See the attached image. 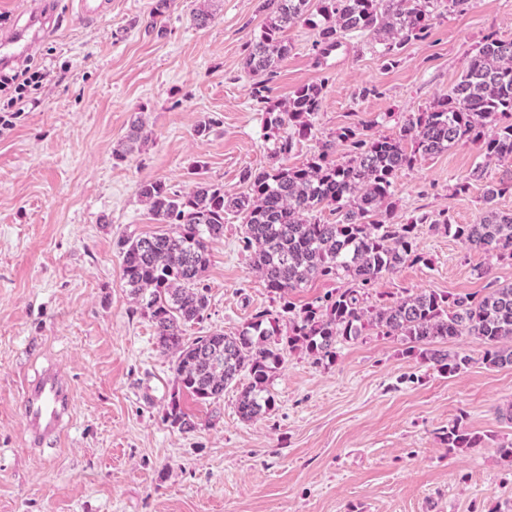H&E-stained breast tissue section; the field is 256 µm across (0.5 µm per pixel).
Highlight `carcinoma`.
I'll return each instance as SVG.
<instances>
[{
  "instance_id": "obj_1",
  "label": "carcinoma",
  "mask_w": 512,
  "mask_h": 512,
  "mask_svg": "<svg viewBox=\"0 0 512 512\" xmlns=\"http://www.w3.org/2000/svg\"><path fill=\"white\" fill-rule=\"evenodd\" d=\"M473 0H262L267 19L250 44L248 72L270 70L288 55L285 30L301 24L316 30L313 49L326 54L348 36L363 35L380 45L388 65L400 62V51L425 38L442 12H462ZM171 0H157L145 30L155 31ZM270 88L258 84L253 100L263 112L264 138L283 159L311 134V118L321 106L322 85L296 89L285 102L273 100ZM145 125L136 119L126 147L114 158L123 161L144 140ZM337 138L347 143L349 159H332L324 144L300 166L282 163L269 170H245L247 192L229 194L200 180L188 193L162 180L140 183L138 194L152 219L170 229L149 235H123L124 288L141 314L152 322L158 347L174 355L176 388L166 419L181 430L195 428L181 396L202 405L217 403L224 389L241 374L248 376L237 400L245 421L271 412L273 372L289 352H301L323 364L336 359L337 345L358 339L372 328L399 336L405 354L431 362L444 376H454L468 358L437 348L467 334L483 344L482 361L491 368L512 367V285L493 288L480 297H452L424 291L406 298L368 304L370 290L384 274L401 264L422 262L418 225L441 226L476 250L512 259V213L493 207L494 198L512 194V178L501 180L485 198V211L474 224H453L445 215L421 214L405 224L393 222L392 188L398 172L417 158L441 154L461 141L478 145L483 162L512 166V39L490 35L467 61L450 94L428 112L412 113L395 135H369L344 126ZM335 215L323 222L320 213ZM241 216V242L280 311L255 315L238 333L214 332L188 341L182 326L204 319L210 305L202 283L209 264V244L224 235V214ZM344 279L318 304L298 308L291 291L309 281ZM448 451L477 448L481 436L460 422L441 431Z\"/></svg>"
}]
</instances>
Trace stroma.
<instances>
[{"label": "stroma", "instance_id": "1", "mask_svg": "<svg viewBox=\"0 0 512 512\" xmlns=\"http://www.w3.org/2000/svg\"><path fill=\"white\" fill-rule=\"evenodd\" d=\"M53 3L55 33L32 53L46 73L37 102L0 119V512H512V463L498 453L512 442V368L487 367L473 336L449 340V352L470 359L452 377L407 356L399 338L368 331L339 344L328 365L286 355L269 415L242 420L236 384L210 406L183 397L193 431L166 421L172 358L123 288L117 241L159 229L138 197L141 182L186 192L201 177L240 194L243 170L273 166L244 65L265 16L260 0H175L157 34L144 29L156 0H110L92 23L76 18L70 0ZM201 11L210 20L198 28L192 17ZM492 32L512 38V0L442 14L393 67L365 38L321 56L311 27H291L271 96L287 100L309 83L323 92L289 164L325 143L346 161L336 134L347 125L398 133L410 113L451 92ZM138 112L149 141L116 161ZM207 118L214 131L196 135ZM479 161L466 142L399 172L397 220L443 212L455 224L478 221L487 186L512 176L491 165L468 194H456ZM241 237L239 217L226 215L203 275L208 315L185 325L187 339L232 335L277 310ZM416 243L422 262L378 280L386 299L512 283V259L427 224ZM50 365L68 379L72 416L57 445L33 448L22 384ZM456 421L483 444L448 452L438 434Z\"/></svg>", "mask_w": 512, "mask_h": 512}]
</instances>
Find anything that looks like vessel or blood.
I'll return each mask as SVG.
<instances>
[{
	"instance_id": "b4317fda",
	"label": "vessel or blood",
	"mask_w": 512,
	"mask_h": 512,
	"mask_svg": "<svg viewBox=\"0 0 512 512\" xmlns=\"http://www.w3.org/2000/svg\"><path fill=\"white\" fill-rule=\"evenodd\" d=\"M48 0H30L22 11L15 36L0 43V61L11 63L28 57L37 40L48 31ZM72 393L65 375L49 366L32 382L26 383L21 413L33 445L57 439L71 412Z\"/></svg>"
}]
</instances>
